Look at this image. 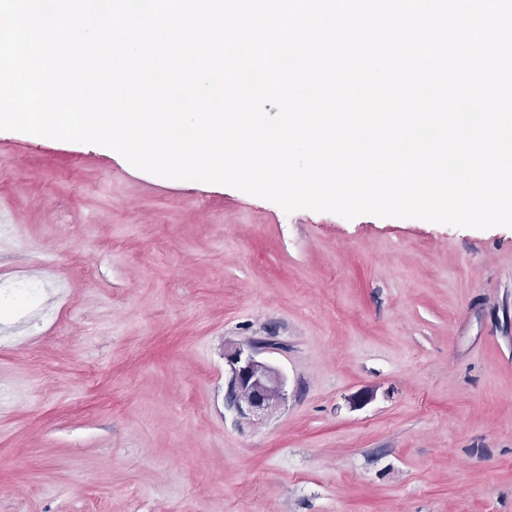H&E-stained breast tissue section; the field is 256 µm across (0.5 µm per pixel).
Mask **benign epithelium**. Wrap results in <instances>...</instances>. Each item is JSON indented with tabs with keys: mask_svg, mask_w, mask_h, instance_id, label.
Returning a JSON list of instances; mask_svg holds the SVG:
<instances>
[{
	"mask_svg": "<svg viewBox=\"0 0 512 512\" xmlns=\"http://www.w3.org/2000/svg\"><path fill=\"white\" fill-rule=\"evenodd\" d=\"M261 350L248 344L224 351V406L247 423L272 414L287 399L283 374L261 357Z\"/></svg>",
	"mask_w": 512,
	"mask_h": 512,
	"instance_id": "7a95c632",
	"label": "benign epithelium"
}]
</instances>
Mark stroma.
<instances>
[{"mask_svg":"<svg viewBox=\"0 0 512 512\" xmlns=\"http://www.w3.org/2000/svg\"><path fill=\"white\" fill-rule=\"evenodd\" d=\"M256 340L288 402L240 424ZM0 512H512V228L0 130ZM258 343L224 351V406L247 423L272 414L288 395L283 374L260 357L263 344Z\"/></svg>","mask_w":512,"mask_h":512,"instance_id":"1","label":"stroma"}]
</instances>
